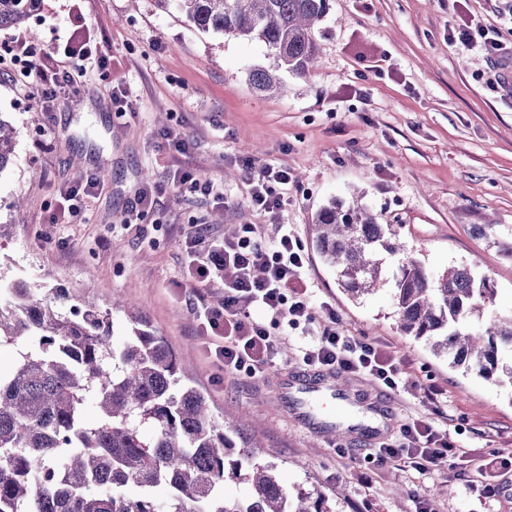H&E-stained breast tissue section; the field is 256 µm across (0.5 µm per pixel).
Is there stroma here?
I'll list each match as a JSON object with an SVG mask.
<instances>
[{
    "mask_svg": "<svg viewBox=\"0 0 512 512\" xmlns=\"http://www.w3.org/2000/svg\"><path fill=\"white\" fill-rule=\"evenodd\" d=\"M500 26L496 0H332L320 24L319 55L308 78L288 77V92H256L268 47L199 31L156 0H43L21 29H0V45L25 36L35 50L51 37L78 34L108 59L106 76L79 91L42 99L18 74L0 69V113L14 130V161L0 173V282L40 281L108 305L127 298L175 353L182 379L204 393L218 419L242 418L237 443L254 461L273 463L291 490L326 494L334 512H415L436 492L439 512H512V499L483 498L466 488L476 459L512 458V387L451 367L397 326L392 284L351 299L320 260L309 226L330 199L362 202L397 227V273L414 257L435 275L466 264L490 278L496 311H512V97L494 88V64L450 42L459 18ZM182 139L175 149L174 139ZM266 164L288 168L291 182L272 213L250 202L252 176ZM213 184L210 195L184 191L179 172ZM100 176L86 222L48 224L60 191ZM148 206H140L141 196ZM236 227L292 228L309 257L303 277L315 303L332 305L348 336H363L395 356L397 388L348 376L363 404L388 398L394 416L369 443L337 441L305 425L280 399L281 380L308 373L302 349L321 316L281 323L271 365L248 377L209 354L194 308L217 302L222 284L188 281L185 237L204 224L225 235L218 213ZM493 224L495 238L474 225ZM444 393L432 403L424 388ZM428 418L458 446L441 470L420 472L408 460L381 463L379 445L401 438L403 424ZM405 491L394 495L395 488Z\"/></svg>",
    "mask_w": 512,
    "mask_h": 512,
    "instance_id": "1",
    "label": "stroma"
}]
</instances>
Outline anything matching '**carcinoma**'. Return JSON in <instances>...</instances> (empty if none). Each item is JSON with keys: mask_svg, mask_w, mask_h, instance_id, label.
<instances>
[{"mask_svg": "<svg viewBox=\"0 0 512 512\" xmlns=\"http://www.w3.org/2000/svg\"><path fill=\"white\" fill-rule=\"evenodd\" d=\"M172 2L203 32L258 38L275 70L255 68L254 88L304 77L313 68L319 24L331 0H156ZM42 0H0V28L21 27ZM14 158L13 128L0 117V172ZM312 241L337 284L357 298L386 279V256L401 250L392 224L358 202L333 199L311 224ZM494 288L468 266L435 278L407 258L394 282L399 330L425 340L452 367L512 386V313L490 310ZM24 341L0 372V512H334L318 491L292 495L274 465L245 474L249 494L224 497L240 474L230 422L181 382L179 364L140 312L127 313L114 341L112 308L63 288L0 284V345ZM97 417L86 416L88 403ZM168 490L165 499L154 495Z\"/></svg>", "mask_w": 512, "mask_h": 512, "instance_id": "1", "label": "carcinoma"}]
</instances>
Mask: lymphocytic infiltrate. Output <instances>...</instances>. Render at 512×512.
<instances>
[{"label": "lymphocytic infiltrate", "instance_id": "lymphocytic-infiltrate-1", "mask_svg": "<svg viewBox=\"0 0 512 512\" xmlns=\"http://www.w3.org/2000/svg\"><path fill=\"white\" fill-rule=\"evenodd\" d=\"M457 35L467 50L500 61L495 85L512 95V45L502 41L496 30L478 24H459ZM92 65L102 70L106 62L83 46L55 43L37 52L19 36L0 47V67L30 77L36 92L45 97L60 88H77ZM290 181L287 170L265 168L253 185L252 207L266 213L277 210ZM100 186V178L94 175L61 191L48 215L49 223H71L87 210ZM205 235L202 229L188 233L185 244L190 250L189 269L194 283L207 285L219 278L224 281L222 299L213 305L203 304L198 312L209 338V352L225 369L256 375L276 350L280 317L289 316L296 324L313 315L312 291L302 278L307 258L297 237L287 229L278 230L274 238L266 241L260 226L253 225L244 236L215 240L202 250L198 244ZM254 307L267 314V322L252 320L250 310ZM323 311L326 321L317 343L305 350L304 363L346 374L364 373L388 388L397 387L401 373L394 357L377 342L341 335L336 328L335 310L327 305ZM456 453L446 431L415 420L404 424L399 443L381 446L377 458L384 462L406 457L429 469L447 462Z\"/></svg>", "mask_w": 512, "mask_h": 512}]
</instances>
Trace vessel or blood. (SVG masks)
<instances>
[{"instance_id":"1","label":"vessel or blood","mask_w":512,"mask_h":512,"mask_svg":"<svg viewBox=\"0 0 512 512\" xmlns=\"http://www.w3.org/2000/svg\"><path fill=\"white\" fill-rule=\"evenodd\" d=\"M282 397L298 410L302 420L326 430L332 428L337 415L355 404L351 393L337 391L333 383L305 375L286 380Z\"/></svg>"}]
</instances>
